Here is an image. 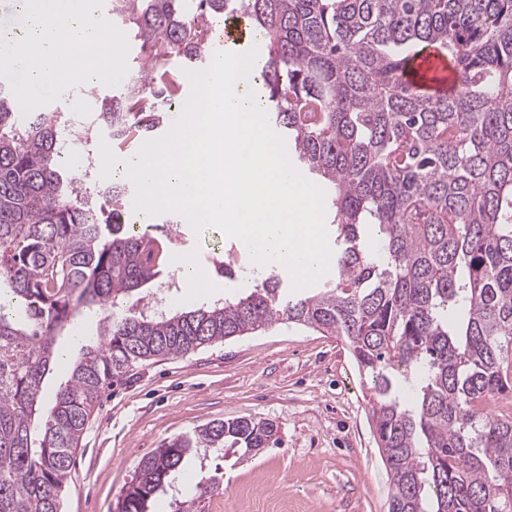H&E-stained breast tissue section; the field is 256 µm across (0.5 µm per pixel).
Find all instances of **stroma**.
<instances>
[{"label":"stroma","instance_id":"35a3bbf8","mask_svg":"<svg viewBox=\"0 0 512 512\" xmlns=\"http://www.w3.org/2000/svg\"><path fill=\"white\" fill-rule=\"evenodd\" d=\"M126 224L151 221L170 233L173 259H186L206 285H173L166 268L158 283L172 284L168 308L195 309L254 288L258 277L239 241L218 228L193 230L181 215L152 218L134 211ZM233 260L231 280L213 259ZM367 389L344 343L294 324L214 343L183 357L150 361L101 398L77 450L63 512H115L140 459L163 442L192 434L214 420L266 419L281 443L258 454L214 452L190 459L194 474L219 481L220 494L200 499L176 479L157 502L195 500L197 512H219L224 495L249 488L250 512H387L389 478L375 443Z\"/></svg>","mask_w":512,"mask_h":512}]
</instances>
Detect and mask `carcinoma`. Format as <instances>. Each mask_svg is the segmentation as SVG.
Returning a JSON list of instances; mask_svg holds the SVG:
<instances>
[{"label": "carcinoma", "instance_id": "obj_1", "mask_svg": "<svg viewBox=\"0 0 512 512\" xmlns=\"http://www.w3.org/2000/svg\"><path fill=\"white\" fill-rule=\"evenodd\" d=\"M229 12L265 47L269 122L333 193L334 279L292 300L274 275L218 306L108 315L45 405L57 335L128 302L170 247L122 230L123 180L76 179L58 112L21 122L0 83V512H62L101 393L136 365L284 321L341 338L370 381L387 512H512V418L484 407L512 398V0H112L144 80L91 126L121 149L153 133ZM417 45L452 57L451 92L406 78ZM278 443L269 420H214L142 457L119 512H150L198 449Z\"/></svg>", "mask_w": 512, "mask_h": 512}]
</instances>
